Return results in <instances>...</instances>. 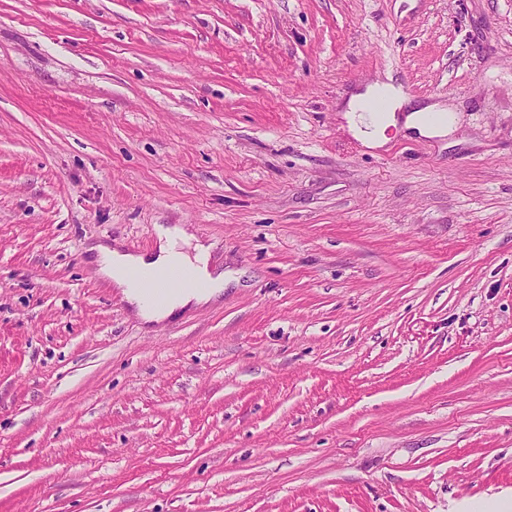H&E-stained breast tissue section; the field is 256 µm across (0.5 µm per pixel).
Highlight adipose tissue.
<instances>
[{
    "mask_svg": "<svg viewBox=\"0 0 512 512\" xmlns=\"http://www.w3.org/2000/svg\"><path fill=\"white\" fill-rule=\"evenodd\" d=\"M382 97L388 109L381 116H369L360 109L362 98ZM348 132L365 146L381 148L389 129L400 127L405 132L427 138L448 136L456 125L454 116L442 114L427 120L423 109H414L408 98L390 84H376L353 98L344 114ZM157 249L154 254H138L117 246L99 244L95 247L98 273L124 296L135 314L144 322L163 321L176 310L187 306H202L219 296L225 285L223 271L210 265L211 247L195 240L181 224H158L154 227ZM187 268L193 285L170 291L162 302L147 299L143 291L145 280L164 276L172 267Z\"/></svg>",
    "mask_w": 512,
    "mask_h": 512,
    "instance_id": "adipose-tissue-1",
    "label": "adipose tissue"
}]
</instances>
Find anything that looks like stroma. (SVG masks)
<instances>
[{"instance_id":"obj_1","label":"stroma","mask_w":512,"mask_h":512,"mask_svg":"<svg viewBox=\"0 0 512 512\" xmlns=\"http://www.w3.org/2000/svg\"><path fill=\"white\" fill-rule=\"evenodd\" d=\"M158 224L233 278L147 324ZM511 504L512 0H0V512ZM382 97L385 100L375 99L367 103L366 112L377 113L388 110L381 116H367L360 110V103L364 99ZM409 110L404 116H397V112ZM425 112H435L434 106H424L418 109L410 108V99L402 96L392 84H375L367 87L364 93L354 97L348 104L343 117L348 132L369 148H382L389 141L387 131L399 125L406 133L416 134L427 138H445L456 125L453 115L442 114L435 121H428ZM402 120V123H401Z\"/></svg>"}]
</instances>
